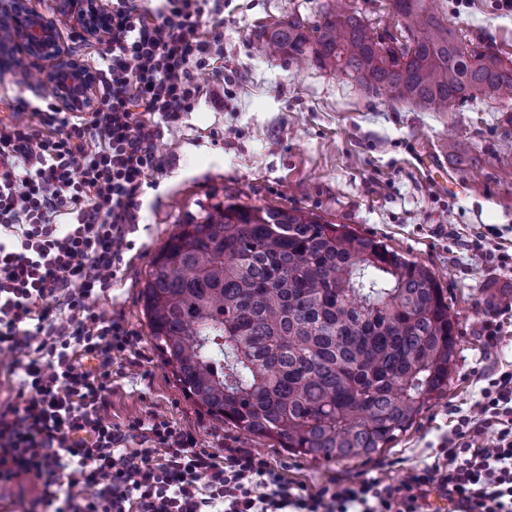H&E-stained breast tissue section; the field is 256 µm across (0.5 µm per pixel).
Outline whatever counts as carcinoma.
Listing matches in <instances>:
<instances>
[{"label": "carcinoma", "instance_id": "carcinoma-1", "mask_svg": "<svg viewBox=\"0 0 512 512\" xmlns=\"http://www.w3.org/2000/svg\"><path fill=\"white\" fill-rule=\"evenodd\" d=\"M404 43L334 0L321 21L281 22L260 50L305 60L420 112L492 100L512 123V60L464 48L429 0H394ZM158 253L142 292L152 339L213 417L287 451L367 460L448 386L459 331L426 266L297 208L209 196Z\"/></svg>", "mask_w": 512, "mask_h": 512}]
</instances>
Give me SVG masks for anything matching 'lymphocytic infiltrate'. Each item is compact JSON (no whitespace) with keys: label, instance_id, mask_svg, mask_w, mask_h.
Segmentation results:
<instances>
[{"label":"lymphocytic infiltrate","instance_id":"lymphocytic-infiltrate-1","mask_svg":"<svg viewBox=\"0 0 512 512\" xmlns=\"http://www.w3.org/2000/svg\"><path fill=\"white\" fill-rule=\"evenodd\" d=\"M223 0H114L108 51L90 63L101 96L87 112L45 98L0 122V484L40 491L12 512H512V370L488 378L433 463L397 483L312 491L245 448L213 453L166 418L109 421L112 363L136 337L92 306L134 247L140 198L161 171L154 117L177 121L201 93L192 72L211 41L203 15ZM490 448H474L485 433Z\"/></svg>","mask_w":512,"mask_h":512}]
</instances>
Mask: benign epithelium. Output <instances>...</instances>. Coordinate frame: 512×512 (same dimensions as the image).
<instances>
[{"label": "benign epithelium", "mask_w": 512, "mask_h": 512, "mask_svg": "<svg viewBox=\"0 0 512 512\" xmlns=\"http://www.w3.org/2000/svg\"><path fill=\"white\" fill-rule=\"evenodd\" d=\"M57 12L77 13L84 35L96 36L101 10L90 0H58ZM0 43L37 60H56L48 88L65 108L94 104L91 77L64 47L56 18L31 11L27 0H0Z\"/></svg>", "instance_id": "1"}]
</instances>
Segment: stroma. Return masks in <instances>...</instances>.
Listing matches in <instances>:
<instances>
[{
  "label": "stroma",
  "mask_w": 512,
  "mask_h": 512,
  "mask_svg": "<svg viewBox=\"0 0 512 512\" xmlns=\"http://www.w3.org/2000/svg\"><path fill=\"white\" fill-rule=\"evenodd\" d=\"M440 17L465 46L487 43L512 59V8L504 0H435ZM331 0H224L214 65L196 70L203 95L179 121L159 126L165 161L146 187L135 246L117 280L95 307L138 336L136 348L114 357L110 421L165 416L195 435L200 447L223 453L246 448L281 468L288 480L317 489L377 477L399 482L432 462L456 410L480 397L487 374L512 366V265L470 251L467 240L512 253V123L495 102L419 112L365 91L356 79L307 63L295 68L256 51L264 28L288 19L312 25ZM45 86L29 82L0 55V117L14 96L35 99ZM430 153L444 171L419 161ZM238 202L298 207L332 224L375 236L426 265L438 279L460 332L448 387L413 427L372 459L316 461L289 455L212 418L186 398L150 336L141 292L151 261L182 229L186 213L210 194ZM499 317L503 337L487 348L482 324Z\"/></svg>",
  "instance_id": "35a3bbf8"
}]
</instances>
